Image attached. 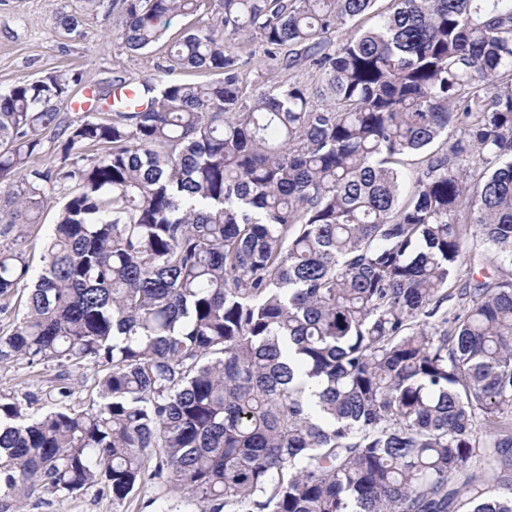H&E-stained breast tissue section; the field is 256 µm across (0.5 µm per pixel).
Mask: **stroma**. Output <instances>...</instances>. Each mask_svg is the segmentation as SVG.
Masks as SVG:
<instances>
[{
	"label": "stroma",
	"instance_id": "obj_1",
	"mask_svg": "<svg viewBox=\"0 0 512 512\" xmlns=\"http://www.w3.org/2000/svg\"><path fill=\"white\" fill-rule=\"evenodd\" d=\"M83 7L84 0H0V89L47 71L67 69L80 70L87 81L101 85L116 74L138 84L158 77L162 48L126 51L115 36L118 8L87 14ZM65 14L83 15L82 36L52 29V21ZM57 372L51 364L1 366L0 393L20 400L37 394L28 413L40 415L54 404L48 384ZM170 497L166 488L156 484L145 485L120 505L97 487L71 497L42 490L29 500L26 512H159Z\"/></svg>",
	"mask_w": 512,
	"mask_h": 512
}]
</instances>
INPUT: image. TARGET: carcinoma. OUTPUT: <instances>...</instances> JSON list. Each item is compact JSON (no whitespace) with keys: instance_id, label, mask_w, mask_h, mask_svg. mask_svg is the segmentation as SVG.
I'll return each mask as SVG.
<instances>
[{"instance_id":"obj_1","label":"carcinoma","mask_w":512,"mask_h":512,"mask_svg":"<svg viewBox=\"0 0 512 512\" xmlns=\"http://www.w3.org/2000/svg\"><path fill=\"white\" fill-rule=\"evenodd\" d=\"M119 2L127 50L166 47L144 107L116 76L64 120L80 71L0 90V298L28 290L0 365L58 368L36 418L0 394V512L149 481L199 512H512V0H394L361 34L376 0H220L176 39L204 0ZM256 33L317 81L249 95ZM468 225L495 254L474 283ZM373 9L375 10L374 12L348 22L346 27L351 30L360 29L361 31L373 28L381 19L380 16L376 15L380 13L388 14L393 9V2L391 0H377ZM55 216H56V208L50 206L44 213V217H43L44 224H43L41 230L39 231L38 236L30 237L28 239V241L25 243L24 250L26 253V258L29 261L31 268L35 272H38L43 265L42 242H43V238L46 235V233L48 232L49 228L54 223ZM95 377L94 368H83L73 373L74 395L72 396V404L77 408H88L95 392L91 394V385Z\"/></svg>"}]
</instances>
